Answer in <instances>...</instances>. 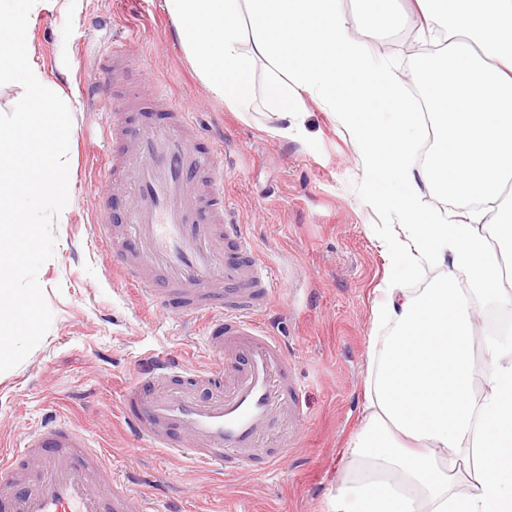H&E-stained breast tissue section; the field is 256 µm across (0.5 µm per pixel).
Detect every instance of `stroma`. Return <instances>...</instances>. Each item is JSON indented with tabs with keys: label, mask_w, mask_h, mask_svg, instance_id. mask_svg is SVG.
I'll return each instance as SVG.
<instances>
[{
	"label": "stroma",
	"mask_w": 512,
	"mask_h": 512,
	"mask_svg": "<svg viewBox=\"0 0 512 512\" xmlns=\"http://www.w3.org/2000/svg\"><path fill=\"white\" fill-rule=\"evenodd\" d=\"M377 59L415 92L412 73L427 52L408 0H388L375 16L367 0H341ZM139 31L126 47L133 81L167 80L190 104L205 135H223L224 195L260 256L275 269L278 288L265 314L296 366L303 414L296 444L286 428L274 435L287 454L272 472L214 476L139 446L120 421L121 393L140 356L170 351L203 364L202 338L180 323L172 306L153 310L134 300L112 274L113 251L95 235L105 189L94 151L110 97L89 99L85 78L100 61L112 31ZM31 48L47 76L74 100L68 163L73 204L54 225L53 258L38 280L53 313L39 345L0 373V449L19 447L26 432L65 419L94 436L134 492L158 512H327L328 491L343 450L359 426L369 360L370 308L382 283V239L398 224L393 203L372 204L350 133L309 97L287 135L264 88L269 64L255 67V98L235 112L194 73L164 0H74L69 11L41 13Z\"/></svg>",
	"instance_id": "obj_1"
}]
</instances>
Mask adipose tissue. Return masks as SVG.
I'll return each instance as SVG.
<instances>
[{
    "instance_id": "adipose-tissue-1",
    "label": "adipose tissue",
    "mask_w": 512,
    "mask_h": 512,
    "mask_svg": "<svg viewBox=\"0 0 512 512\" xmlns=\"http://www.w3.org/2000/svg\"><path fill=\"white\" fill-rule=\"evenodd\" d=\"M421 32L446 45L416 74L429 116L411 108L340 0H165L199 78L248 111L256 62L280 134L315 98L353 134L378 200L401 224L385 238L389 271L371 309L364 414L329 494V512H512V325L474 352L478 312L512 316V0H415ZM425 165L411 161L424 120ZM457 214L424 208V191ZM439 270L433 287L408 282Z\"/></svg>"
}]
</instances>
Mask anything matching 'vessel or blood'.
Here are the masks:
<instances>
[{
    "label": "vessel or blood",
    "mask_w": 512,
    "mask_h": 512,
    "mask_svg": "<svg viewBox=\"0 0 512 512\" xmlns=\"http://www.w3.org/2000/svg\"><path fill=\"white\" fill-rule=\"evenodd\" d=\"M127 36L117 35L90 79L108 95L102 173L119 207L100 211L97 236L130 249L113 274L153 301L176 300L180 318L203 322L213 362L144 354L121 410L134 438L170 458L226 474L275 468L283 455L263 436L302 415L301 389L280 339L262 322L275 283L224 198V145L202 136L191 105L162 82L148 94H113ZM0 512H150L79 427L53 421L0 454Z\"/></svg>",
    "instance_id": "b4317fda"
}]
</instances>
